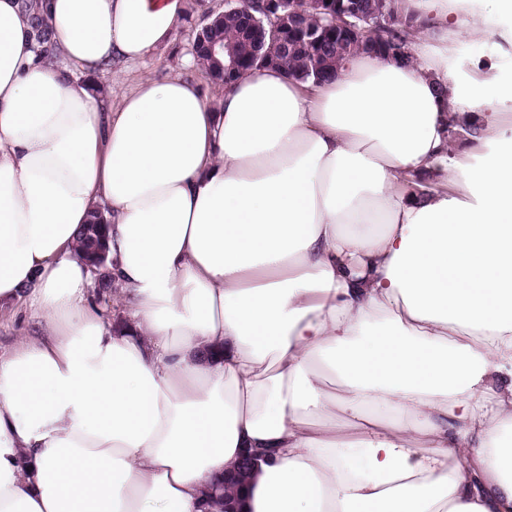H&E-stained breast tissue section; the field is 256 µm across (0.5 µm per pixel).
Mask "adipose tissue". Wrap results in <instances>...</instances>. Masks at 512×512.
Masks as SVG:
<instances>
[{
	"label": "adipose tissue",
	"instance_id": "ef3b65f1",
	"mask_svg": "<svg viewBox=\"0 0 512 512\" xmlns=\"http://www.w3.org/2000/svg\"><path fill=\"white\" fill-rule=\"evenodd\" d=\"M398 7L408 61L211 103L99 83L187 0H0V307L48 329L0 354V512H202L248 451L239 512H512V137L473 115L512 83L449 85L448 0ZM99 282L98 276L92 279V285L88 288L89 296L103 309L106 322L114 325L124 317V305L114 288H108L107 283H104V289L100 288Z\"/></svg>",
	"mask_w": 512,
	"mask_h": 512
}]
</instances>
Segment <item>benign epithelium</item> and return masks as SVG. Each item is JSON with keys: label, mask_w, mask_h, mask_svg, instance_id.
Returning <instances> with one entry per match:
<instances>
[{"label": "benign epithelium", "mask_w": 512, "mask_h": 512, "mask_svg": "<svg viewBox=\"0 0 512 512\" xmlns=\"http://www.w3.org/2000/svg\"><path fill=\"white\" fill-rule=\"evenodd\" d=\"M225 11L241 16L255 44V53L249 59L241 57L234 45L227 42L222 46L203 45L213 58L224 56L221 78L226 86L232 84L236 76L268 64L267 42L286 52L292 47L294 37L317 42L338 31L343 40L337 45V51L344 53L349 40L376 46L389 32L411 25V20L395 10L381 14L367 12L357 0H225ZM310 14L327 16L333 23L319 31L308 30L304 18Z\"/></svg>", "instance_id": "7a95c632"}]
</instances>
